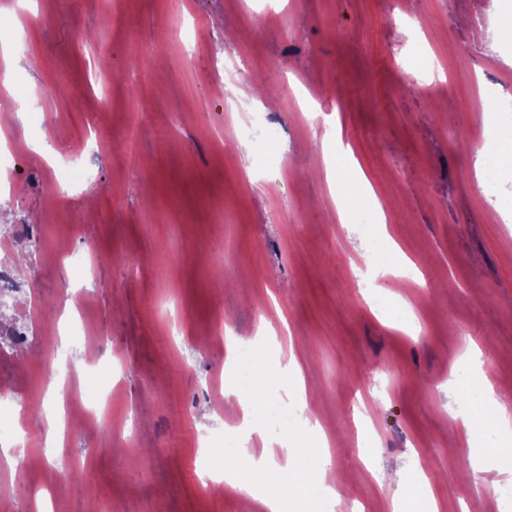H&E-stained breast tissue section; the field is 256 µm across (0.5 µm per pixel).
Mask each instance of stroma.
<instances>
[{"mask_svg":"<svg viewBox=\"0 0 512 512\" xmlns=\"http://www.w3.org/2000/svg\"><path fill=\"white\" fill-rule=\"evenodd\" d=\"M0 0V17L27 24L0 76L25 86L49 118L30 125L7 92L16 148L0 172V225L37 220L25 277L39 288L44 320L78 272L56 260L69 231L90 227L108 261L98 263L91 324L117 337L126 368L113 415L140 423L134 454H104L88 497L70 512H261L231 490L201 493L192 477L200 439L238 417L203 397L222 329L264 336L259 369L273 379L255 417L283 407L275 362L296 358L319 432H298L308 449L299 468L333 448L325 483L339 503L391 512L392 487L413 492L427 475L440 512H504L480 475L469 474L458 409V378L472 356L512 407V223L494 210L512 204V170L481 189L478 151L492 147L486 120L471 123L477 73L493 72L512 99V0ZM408 53L438 57L446 96L412 94L400 71ZM343 81V108L323 124L274 111L301 82L323 87L319 65ZM268 103L230 112L225 71ZM139 112L136 130L127 115ZM275 113L276 143L241 122ZM342 138L374 198L349 210L386 208L395 248L413 276L390 280V313L370 304L358 263L372 247L354 220H340L335 177H309L335 164ZM91 168L83 194L62 197L40 163V145ZM178 436L165 445L164 430Z\"/></svg>","mask_w":512,"mask_h":512,"instance_id":"stroma-1","label":"stroma"}]
</instances>
